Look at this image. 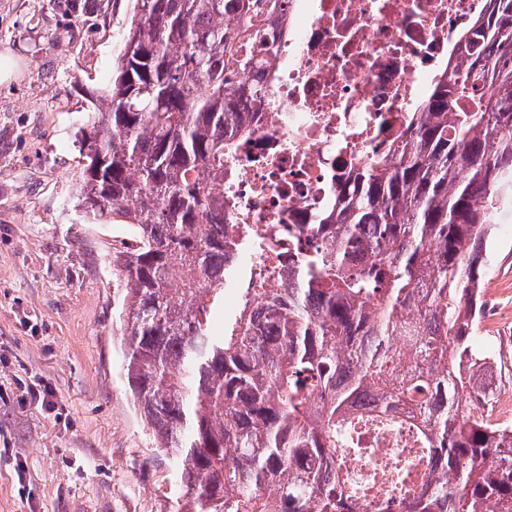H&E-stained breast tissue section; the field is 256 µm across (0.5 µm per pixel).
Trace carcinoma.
Instances as JSON below:
<instances>
[{
  "instance_id": "1",
  "label": "carcinoma",
  "mask_w": 512,
  "mask_h": 512,
  "mask_svg": "<svg viewBox=\"0 0 512 512\" xmlns=\"http://www.w3.org/2000/svg\"><path fill=\"white\" fill-rule=\"evenodd\" d=\"M284 10L136 0L76 139L79 207L137 230L138 247L112 255L122 373L174 464L176 512H361L342 453L359 450L352 414L370 401L413 406L427 449L429 483L401 512H512V425L477 412L493 361L474 344L493 214L512 202V0H490L393 156L336 188L313 225L326 245L270 251L294 282L245 274L214 336L248 244L224 236V157L250 132L224 86L253 68L263 16Z\"/></svg>"
}]
</instances>
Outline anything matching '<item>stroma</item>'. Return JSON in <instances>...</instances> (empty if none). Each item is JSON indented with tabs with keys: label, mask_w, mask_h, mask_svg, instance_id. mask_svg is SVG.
<instances>
[{
	"label": "stroma",
	"mask_w": 512,
	"mask_h": 512,
	"mask_svg": "<svg viewBox=\"0 0 512 512\" xmlns=\"http://www.w3.org/2000/svg\"><path fill=\"white\" fill-rule=\"evenodd\" d=\"M135 0H0V512H174V475L120 373L126 227L77 205L75 143ZM476 345L512 392V236L497 237ZM40 386L44 402L29 390Z\"/></svg>",
	"instance_id": "obj_1"
}]
</instances>
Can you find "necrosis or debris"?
<instances>
[{
    "label": "necrosis or debris",
    "mask_w": 512,
    "mask_h": 512,
    "mask_svg": "<svg viewBox=\"0 0 512 512\" xmlns=\"http://www.w3.org/2000/svg\"><path fill=\"white\" fill-rule=\"evenodd\" d=\"M490 0H289L265 39L279 42L268 57L264 39L251 51L260 63L237 75L228 93L247 97L266 83L263 100L249 102L251 136L234 141L235 174L224 181L229 231L246 227L310 226L332 201L337 177L363 169L396 148L410 115L422 111L449 63H463L462 32ZM362 451L345 467L364 489L363 512H389L398 492L376 484L401 471L426 483L410 428L367 429Z\"/></svg>",
    "instance_id": "1"
}]
</instances>
